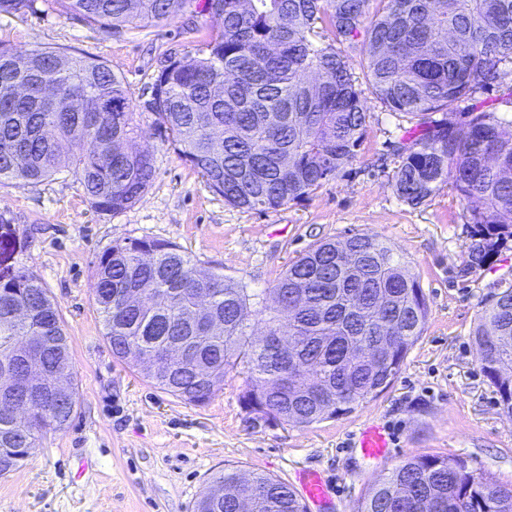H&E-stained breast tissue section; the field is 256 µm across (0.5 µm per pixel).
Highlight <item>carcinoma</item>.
<instances>
[{"mask_svg": "<svg viewBox=\"0 0 512 512\" xmlns=\"http://www.w3.org/2000/svg\"><path fill=\"white\" fill-rule=\"evenodd\" d=\"M377 8L362 28L370 2ZM65 13L94 29L118 31L139 20L174 18L189 0H56ZM35 0H0V14H25ZM344 45L341 50L337 45ZM360 51L374 92L391 112L418 121L422 133L398 149L395 194L420 206L451 187L466 203L471 225L466 266L491 263L512 238V126L494 111H471L450 126L435 118L512 76V0H224L219 29L193 54L154 76L161 91L150 112L159 136L202 175L224 203L246 211L276 209L336 178L361 145L367 112L348 52ZM54 82L58 107L20 103L12 82L35 73ZM76 91L90 101L118 100L116 112H72ZM124 80L94 58L41 47L19 52L0 44V184L17 187L71 173L91 207L115 214L133 206L154 177L153 155L140 148V120ZM112 152V163L106 153ZM24 247L0 218V262ZM191 255L153 239L117 242L97 257L95 302L112 354L131 367L167 342L202 335L185 304L207 292L224 318V337L202 342L177 364L174 377L149 376L160 389L195 406L210 401L228 372L245 375L240 402L281 413L285 424L309 426L338 419L378 396L397 376L409 348L423 335L428 304L417 278L389 242L374 235L326 241L288 266L275 291L283 302L305 286L308 297L288 319L294 357L316 367V378L289 370L288 360L259 346L248 309L268 332L282 330L284 309L220 272L195 279ZM43 287L20 264L0 267V364L16 360L15 338L51 336L71 358L57 304L13 321L7 307ZM391 298L394 333L378 323L371 300ZM478 360L512 415V288L484 305L474 332ZM389 343L378 369L347 372L345 351ZM24 428L0 418V475L22 466L48 430L69 416L49 405L29 406ZM244 494L252 512H304L288 485L263 473L243 476L226 467L195 502L193 512H237ZM357 512H512V489L474 473L459 456L411 455L377 480Z\"/></svg>", "mask_w": 512, "mask_h": 512, "instance_id": "cac0c4a2", "label": "carcinoma"}]
</instances>
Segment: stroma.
<instances>
[{
    "mask_svg": "<svg viewBox=\"0 0 512 512\" xmlns=\"http://www.w3.org/2000/svg\"><path fill=\"white\" fill-rule=\"evenodd\" d=\"M205 0L163 23L135 22L107 34L36 0L23 15L0 14V43L49 46L104 62L145 99L169 53L196 51L220 20ZM353 72L367 109L362 143L335 179L309 197L268 211L225 204L201 175L143 118L142 145L153 155L151 185L132 207L95 213L75 178L0 184V217L23 234L16 260L38 275L58 303L72 353L75 406L23 465L0 477V512H192L197 496L224 467L290 482L295 471L328 476L341 512H356L369 487L408 456L467 459L476 472L512 487V416L484 376L472 332L487 298L512 287V239L492 262L461 275L470 227L465 202L444 188L412 207L394 193L396 148L415 131L410 116L387 111L372 92L360 55ZM512 116V79L447 113L471 108ZM369 234L398 249L423 289L429 314L390 386L352 413L307 427L275 425L239 401L244 382L228 374L208 404L194 406L160 389L144 371L115 359L94 299V262L125 239L182 246L200 270L224 273L268 294L288 265L318 244ZM392 435V452L375 463L353 437L367 421Z\"/></svg>",
    "mask_w": 512,
    "mask_h": 512,
    "instance_id": "stroma-1",
    "label": "stroma"
}]
</instances>
